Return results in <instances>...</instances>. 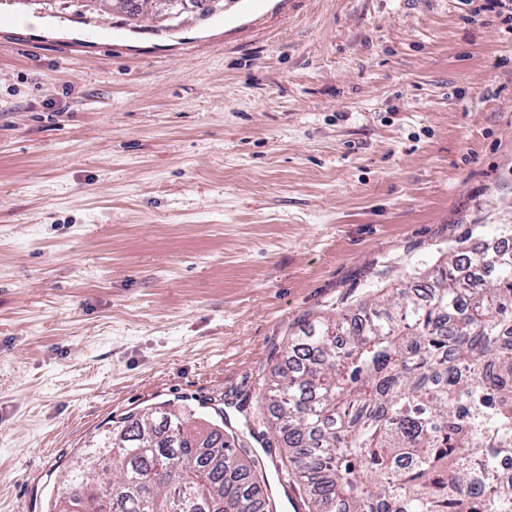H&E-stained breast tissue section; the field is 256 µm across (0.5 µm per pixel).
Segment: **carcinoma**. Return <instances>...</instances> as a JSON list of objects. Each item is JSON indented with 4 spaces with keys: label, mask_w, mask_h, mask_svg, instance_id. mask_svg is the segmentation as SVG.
<instances>
[{
    "label": "carcinoma",
    "mask_w": 512,
    "mask_h": 512,
    "mask_svg": "<svg viewBox=\"0 0 512 512\" xmlns=\"http://www.w3.org/2000/svg\"><path fill=\"white\" fill-rule=\"evenodd\" d=\"M288 342L254 412L312 512H512V224ZM145 408L49 484L48 512H269L263 471L192 406Z\"/></svg>",
    "instance_id": "cac0c4a2"
}]
</instances>
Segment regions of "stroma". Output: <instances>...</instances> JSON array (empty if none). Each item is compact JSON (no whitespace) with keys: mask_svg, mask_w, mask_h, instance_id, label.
Returning a JSON list of instances; mask_svg holds the SVG:
<instances>
[{"mask_svg":"<svg viewBox=\"0 0 512 512\" xmlns=\"http://www.w3.org/2000/svg\"><path fill=\"white\" fill-rule=\"evenodd\" d=\"M471 10L0 5V512H47L108 421L209 398L295 512L240 410L289 338L512 224V33Z\"/></svg>","mask_w":512,"mask_h":512,"instance_id":"1","label":"stroma"}]
</instances>
